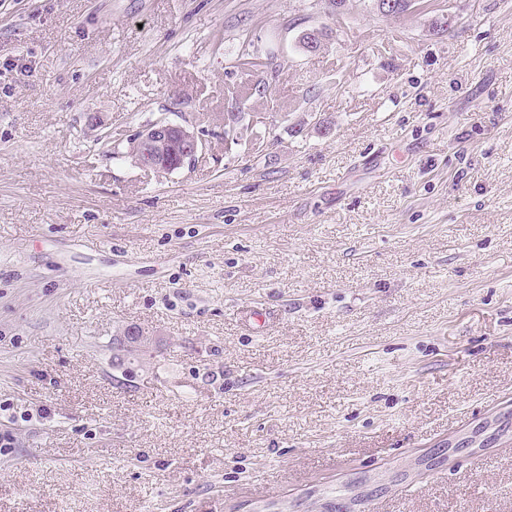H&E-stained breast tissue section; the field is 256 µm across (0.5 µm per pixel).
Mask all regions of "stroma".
<instances>
[{"instance_id": "35a3bbf8", "label": "stroma", "mask_w": 512, "mask_h": 512, "mask_svg": "<svg viewBox=\"0 0 512 512\" xmlns=\"http://www.w3.org/2000/svg\"><path fill=\"white\" fill-rule=\"evenodd\" d=\"M510 412L512 0H0V512H512ZM141 147L133 159L134 165L146 170L160 169V153L169 145V152L174 158L177 154L179 162L174 161L171 169L185 166L200 150L202 142L189 127L170 121L166 116H160L138 131Z\"/></svg>"}]
</instances>
